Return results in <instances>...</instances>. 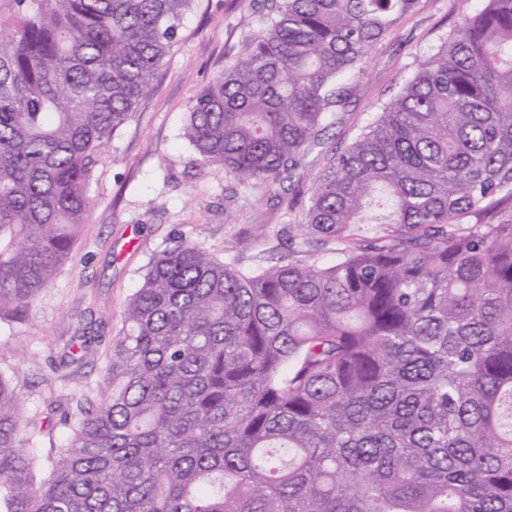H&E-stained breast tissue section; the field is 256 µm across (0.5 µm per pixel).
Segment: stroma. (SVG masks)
<instances>
[{"mask_svg": "<svg viewBox=\"0 0 512 512\" xmlns=\"http://www.w3.org/2000/svg\"><path fill=\"white\" fill-rule=\"evenodd\" d=\"M464 12L461 0H421L417 12L361 64L348 106L293 181L247 189L233 177L203 170L185 128L197 93L267 27L268 3L194 0L152 93L102 150L88 187L87 222L52 287L25 316L0 315V374L20 395L22 420L41 422L46 442L65 441L70 430L59 424L56 407L101 378L105 352L144 266L178 237L242 270L264 265L270 253L280 251L275 233L300 222L327 155L349 147ZM87 312L93 315L88 333L96 342L83 373L74 375L58 363Z\"/></svg>", "mask_w": 512, "mask_h": 512, "instance_id": "1", "label": "stroma"}]
</instances>
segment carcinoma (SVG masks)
I'll use <instances>...</instances> for the list:
<instances>
[{"label":"carcinoma","mask_w":512,"mask_h":512,"mask_svg":"<svg viewBox=\"0 0 512 512\" xmlns=\"http://www.w3.org/2000/svg\"><path fill=\"white\" fill-rule=\"evenodd\" d=\"M191 2L0 14V314L52 285ZM464 2L283 225L309 258L244 273L186 238L154 256L59 447L0 375V512H512V0ZM419 3L272 0L193 101L200 165L245 188L292 178Z\"/></svg>","instance_id":"obj_1"}]
</instances>
